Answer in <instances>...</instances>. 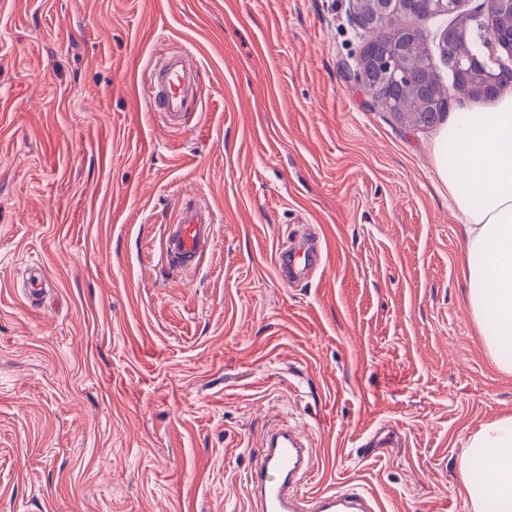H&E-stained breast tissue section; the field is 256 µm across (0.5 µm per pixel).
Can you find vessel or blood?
Wrapping results in <instances>:
<instances>
[{
	"label": "vessel or blood",
	"mask_w": 512,
	"mask_h": 512,
	"mask_svg": "<svg viewBox=\"0 0 512 512\" xmlns=\"http://www.w3.org/2000/svg\"><path fill=\"white\" fill-rule=\"evenodd\" d=\"M145 99L169 128H184L198 99L196 68L187 49L169 45L157 49L145 79ZM214 239L211 207L196 198L178 202L164 238L167 271L174 276L194 271ZM274 263L281 283L292 286L323 267L324 250L315 236L307 234L280 244ZM313 470L309 439L288 425H270L246 476L249 512H376L374 500L355 488L301 495L300 488Z\"/></svg>",
	"instance_id": "1"
}]
</instances>
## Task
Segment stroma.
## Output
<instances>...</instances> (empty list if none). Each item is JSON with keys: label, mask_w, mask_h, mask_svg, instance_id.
<instances>
[{"label": "stroma", "mask_w": 512, "mask_h": 512, "mask_svg": "<svg viewBox=\"0 0 512 512\" xmlns=\"http://www.w3.org/2000/svg\"><path fill=\"white\" fill-rule=\"evenodd\" d=\"M164 42L199 67L181 131L141 89ZM363 43L349 0H0V512H247L277 420L316 448L306 495L472 512L458 458L512 416V374L434 146L493 104L405 125L357 81ZM184 196L216 241L174 277ZM313 227L330 262L284 287L277 245Z\"/></svg>", "instance_id": "35a3bbf8"}]
</instances>
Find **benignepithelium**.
<instances>
[{
    "instance_id": "obj_1",
    "label": "benign epithelium",
    "mask_w": 512,
    "mask_h": 512,
    "mask_svg": "<svg viewBox=\"0 0 512 512\" xmlns=\"http://www.w3.org/2000/svg\"><path fill=\"white\" fill-rule=\"evenodd\" d=\"M352 17L357 27L367 38L373 37L370 25L360 22L362 15L370 16L374 25L386 26L388 19L396 13H407L419 19L431 16L452 15L453 23L441 35V48L445 61L460 76L472 78L482 92L498 87L501 70L506 68L498 49L507 52L512 58V44L501 42L496 35L492 20L512 22V0H484L483 12L466 13L461 10L463 0H350ZM479 31L486 42L488 54L482 59L460 57L454 52V44ZM414 36L412 29L404 27L393 29L388 34L386 55L377 62L383 73L395 80L403 75L401 50L406 39Z\"/></svg>"
}]
</instances>
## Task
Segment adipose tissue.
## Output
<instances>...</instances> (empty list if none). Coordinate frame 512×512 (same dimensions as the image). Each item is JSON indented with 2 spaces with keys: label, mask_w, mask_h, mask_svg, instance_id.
<instances>
[{
  "label": "adipose tissue",
  "mask_w": 512,
  "mask_h": 512,
  "mask_svg": "<svg viewBox=\"0 0 512 512\" xmlns=\"http://www.w3.org/2000/svg\"><path fill=\"white\" fill-rule=\"evenodd\" d=\"M436 169L463 222L462 274L475 321L492 318L490 354L512 344V96L494 111L453 122L435 145ZM480 455L486 477L468 495L474 512H512V417L492 421L469 439L459 459L467 471Z\"/></svg>",
  "instance_id": "1"
}]
</instances>
